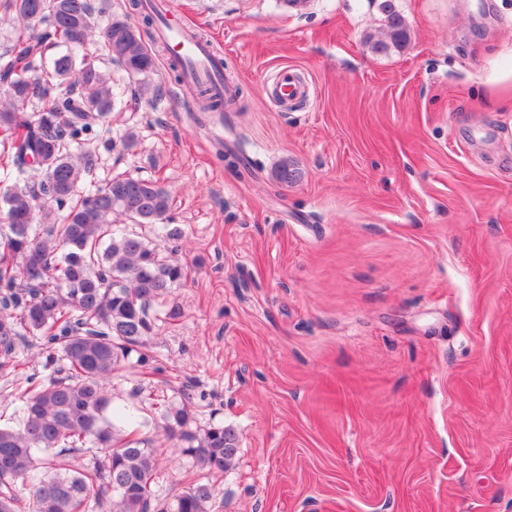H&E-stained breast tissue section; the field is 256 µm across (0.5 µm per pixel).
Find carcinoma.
<instances>
[{
    "label": "carcinoma",
    "mask_w": 512,
    "mask_h": 512,
    "mask_svg": "<svg viewBox=\"0 0 512 512\" xmlns=\"http://www.w3.org/2000/svg\"><path fill=\"white\" fill-rule=\"evenodd\" d=\"M0 23L32 32L0 66V377L20 375L25 357L44 359L49 377L25 378L0 413V512H218L209 484L192 477L170 502L152 498L159 449L143 430L179 437V452L210 471L231 466L235 428L188 429L186 406H167L148 419L136 406H114L112 376L157 335L154 304L186 276L178 258L183 232L166 224L167 190L151 180L115 176L92 195L84 183L97 161L86 146L95 127L109 131L115 106L112 73L73 50L92 40L91 0H3ZM386 32L369 38L372 52L402 50L410 31L392 0H384ZM102 50L132 77L156 69L140 31L111 17L99 32ZM47 44L66 45L50 63ZM34 70L36 74L28 75ZM191 97L202 112L215 98L200 84ZM37 105L36 118L20 107ZM275 179L297 181L283 160ZM123 219L161 224L167 247L136 233H116ZM92 448L86 462L76 454Z\"/></svg>",
    "instance_id": "carcinoma-1"
}]
</instances>
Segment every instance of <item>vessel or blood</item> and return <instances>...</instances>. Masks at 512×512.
Wrapping results in <instances>:
<instances>
[{"mask_svg": "<svg viewBox=\"0 0 512 512\" xmlns=\"http://www.w3.org/2000/svg\"><path fill=\"white\" fill-rule=\"evenodd\" d=\"M158 7L164 18L161 45L171 56L188 62L189 81H201L211 88L213 96L223 98L224 77L218 57L207 43L190 37L184 18L178 15L169 0H160ZM272 93L285 105L302 99L307 90L297 74L285 69L278 74Z\"/></svg>", "mask_w": 512, "mask_h": 512, "instance_id": "obj_1", "label": "vessel or blood"}]
</instances>
